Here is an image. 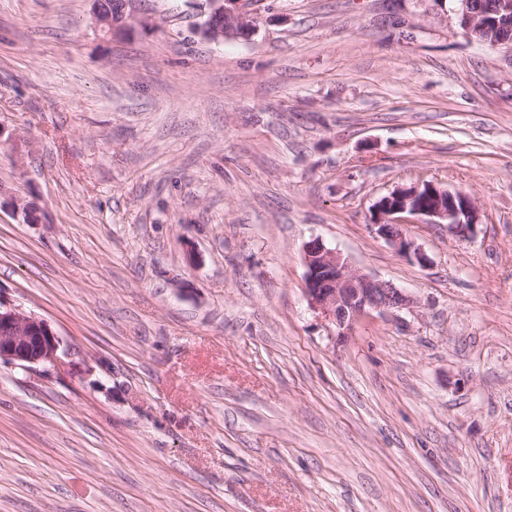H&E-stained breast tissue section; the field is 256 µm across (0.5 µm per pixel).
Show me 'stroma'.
<instances>
[{
    "instance_id": "1",
    "label": "stroma",
    "mask_w": 512,
    "mask_h": 512,
    "mask_svg": "<svg viewBox=\"0 0 512 512\" xmlns=\"http://www.w3.org/2000/svg\"><path fill=\"white\" fill-rule=\"evenodd\" d=\"M135 7L0 0V302L60 339L0 361V512H512V47L455 0ZM422 181L479 212L410 218L424 268L372 225ZM314 238L411 306L338 336ZM102 3L99 0L94 1L95 4V15L96 21L98 24L99 31L102 32L105 36H111L116 33H123L131 28L134 25H146L145 21L136 19L133 15H131L130 10L128 8L132 5L127 3L126 0H118L120 2V8L118 13L108 12V9L112 10V1L114 0H104ZM106 9H104V8ZM240 0H206L204 33L216 42L245 39L255 29L253 18L240 6ZM459 2L458 15L459 25L464 32L472 39L480 43H490L491 40L496 43L497 38L494 35V30L500 27L498 19H491V13H501L502 7L505 3L510 1L496 0L491 3L486 1L475 0H456ZM490 4H497L498 9L487 12L486 6Z\"/></svg>"
}]
</instances>
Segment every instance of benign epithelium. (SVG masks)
Listing matches in <instances>:
<instances>
[{"mask_svg":"<svg viewBox=\"0 0 512 512\" xmlns=\"http://www.w3.org/2000/svg\"><path fill=\"white\" fill-rule=\"evenodd\" d=\"M113 14L95 2L99 31L106 36L123 33L144 21L131 15L127 0H119ZM459 25L480 43L497 41L499 20L491 18L485 0H457ZM240 0H206L204 33L216 42L245 39L255 29L253 18L239 6ZM374 209L375 227L400 255L424 267L429 258L406 230L407 217L423 216L430 224H446L459 237H467L478 224V213L470 196L449 191L432 182L397 188L380 198ZM307 268L306 296L310 306L334 323L345 336L362 318L403 309L411 300L392 284L352 269L342 256L317 238L304 246ZM59 340L47 321L27 315L0 302V360L25 369H48L58 360Z\"/></svg>","mask_w":512,"mask_h":512,"instance_id":"7a95c632","label":"benign epithelium"}]
</instances>
